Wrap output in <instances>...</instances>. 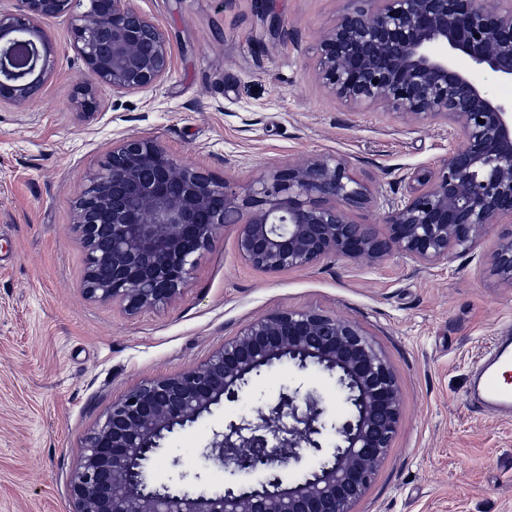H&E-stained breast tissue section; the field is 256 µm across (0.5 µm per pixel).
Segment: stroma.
I'll return each mask as SVG.
<instances>
[{
    "instance_id": "35a3bbf8",
    "label": "stroma",
    "mask_w": 512,
    "mask_h": 512,
    "mask_svg": "<svg viewBox=\"0 0 512 512\" xmlns=\"http://www.w3.org/2000/svg\"><path fill=\"white\" fill-rule=\"evenodd\" d=\"M167 34L171 68L151 90L97 93L72 29L88 9L44 19L60 51L41 94L0 104V512H67L82 437L113 399L142 380L195 367L250 321L316 308L359 324L386 355L402 419L392 448L353 512H512V417L469 409L472 370L512 324V288L473 253L417 268L329 258L269 275L236 249L238 228L201 253L175 303L136 316L83 290L85 253L74 202L113 144L160 140L205 171L245 184L263 170L340 155L374 192L352 221L384 232L403 174L435 166L453 145L441 121L352 110L319 84L315 48L344 0H135ZM277 27H270L268 14ZM321 397L330 418L349 409L334 377L282 361L213 413L169 434L150 463L153 484L221 490L244 477L206 461L212 431L253 414L286 388Z\"/></svg>"
}]
</instances>
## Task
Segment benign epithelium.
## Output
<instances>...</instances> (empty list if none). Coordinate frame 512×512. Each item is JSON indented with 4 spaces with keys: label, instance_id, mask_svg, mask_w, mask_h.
Instances as JSON below:
<instances>
[{
    "label": "benign epithelium",
    "instance_id": "obj_1",
    "mask_svg": "<svg viewBox=\"0 0 512 512\" xmlns=\"http://www.w3.org/2000/svg\"><path fill=\"white\" fill-rule=\"evenodd\" d=\"M77 0H16L0 11V103L25 104L53 74L57 52L38 22L69 14ZM73 47L92 84L76 97L96 107L94 86L114 94L155 87L169 72L164 31L134 0H90ZM512 81V0H345L316 49L319 83L348 106L412 121L441 119L458 144L440 163L403 176L407 190L385 213L384 235L348 210L371 192L338 156L266 171L244 186L205 173L158 140L128 136L76 199L74 230L86 251L90 298L130 315L175 302L199 255L238 226L237 251L268 274L325 258L383 263L394 250L420 268L475 252L512 288V101L498 99L456 65L458 55ZM288 359L336 373L352 410L338 420L336 448L290 484L283 469L322 451L325 407L297 387L268 411L213 430L203 457L257 485L197 493L153 485L143 463L167 434L234 401L252 377ZM400 389L383 351L356 323L313 308L271 311L204 362L143 380L112 404L81 440L69 512H351L392 448Z\"/></svg>",
    "mask_w": 512,
    "mask_h": 512
}]
</instances>
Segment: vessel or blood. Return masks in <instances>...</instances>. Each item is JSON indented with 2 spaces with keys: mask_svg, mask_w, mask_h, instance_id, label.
Returning a JSON list of instances; mask_svg holds the SVG:
<instances>
[{
  "mask_svg": "<svg viewBox=\"0 0 512 512\" xmlns=\"http://www.w3.org/2000/svg\"><path fill=\"white\" fill-rule=\"evenodd\" d=\"M469 403L484 412L512 413V333L503 332L500 344L478 368Z\"/></svg>",
  "mask_w": 512,
  "mask_h": 512,
  "instance_id": "vessel-or-blood-1",
  "label": "vessel or blood"
}]
</instances>
